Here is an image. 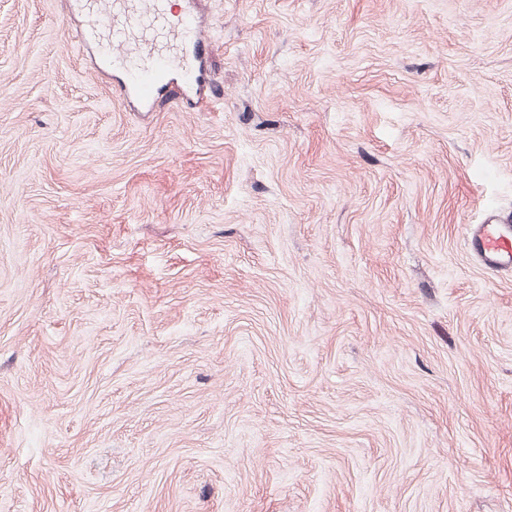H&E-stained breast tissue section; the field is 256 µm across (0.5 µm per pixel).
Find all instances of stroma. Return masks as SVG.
Instances as JSON below:
<instances>
[{
    "instance_id": "35a3bbf8",
    "label": "stroma",
    "mask_w": 512,
    "mask_h": 512,
    "mask_svg": "<svg viewBox=\"0 0 512 512\" xmlns=\"http://www.w3.org/2000/svg\"><path fill=\"white\" fill-rule=\"evenodd\" d=\"M126 109L0 0V512H512V0H199ZM469 251L490 271L512 270L511 221L475 224L467 240Z\"/></svg>"
}]
</instances>
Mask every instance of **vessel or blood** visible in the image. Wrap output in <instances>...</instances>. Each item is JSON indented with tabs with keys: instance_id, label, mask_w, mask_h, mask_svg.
<instances>
[{
	"instance_id": "1",
	"label": "vessel or blood",
	"mask_w": 512,
	"mask_h": 512,
	"mask_svg": "<svg viewBox=\"0 0 512 512\" xmlns=\"http://www.w3.org/2000/svg\"><path fill=\"white\" fill-rule=\"evenodd\" d=\"M88 16L81 32L84 41L100 44V65L123 72L117 92L123 100L152 108L169 89L187 102L199 84V62L207 48V30L190 0L171 10L168 0H151L142 9L140 0H80ZM469 251L490 271L512 270V223L474 225L467 240Z\"/></svg>"
}]
</instances>
